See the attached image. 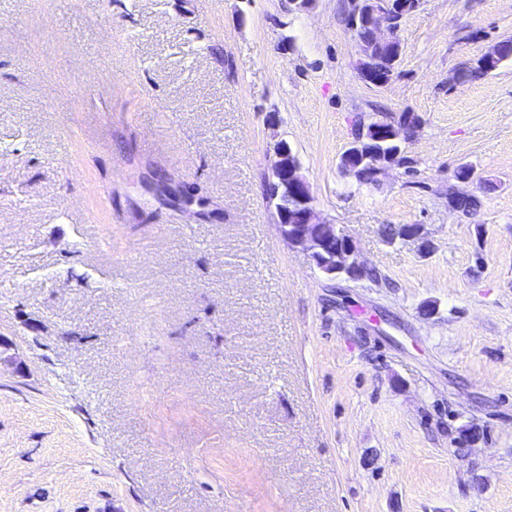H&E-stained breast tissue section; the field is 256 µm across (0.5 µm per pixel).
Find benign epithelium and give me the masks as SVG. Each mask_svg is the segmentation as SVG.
Instances as JSON below:
<instances>
[{
	"label": "benign epithelium",
	"mask_w": 512,
	"mask_h": 512,
	"mask_svg": "<svg viewBox=\"0 0 512 512\" xmlns=\"http://www.w3.org/2000/svg\"><path fill=\"white\" fill-rule=\"evenodd\" d=\"M421 0H352L351 28L366 23L373 30L370 43L358 42L359 72L362 78L378 87L388 84L393 73L376 74L370 63L376 50L388 48L393 58L399 59L401 44L398 38L400 25L396 16L415 12ZM500 57V44L488 47L477 59L472 73L484 74ZM401 128L399 144L408 143L420 128V123L410 125L402 121L374 120L360 122L350 147L344 153L342 166L359 182L375 184L395 166L400 165V152L383 155L376 149L379 137L386 130ZM272 177L279 192L269 199L274 208L280 234L294 247L305 252L315 267L325 275L334 277L341 273L351 280L363 278L365 265L359 260L350 236L336 229V225L320 219L310 192L309 183L301 166L285 141L274 147Z\"/></svg>",
	"instance_id": "7a95c632"
}]
</instances>
